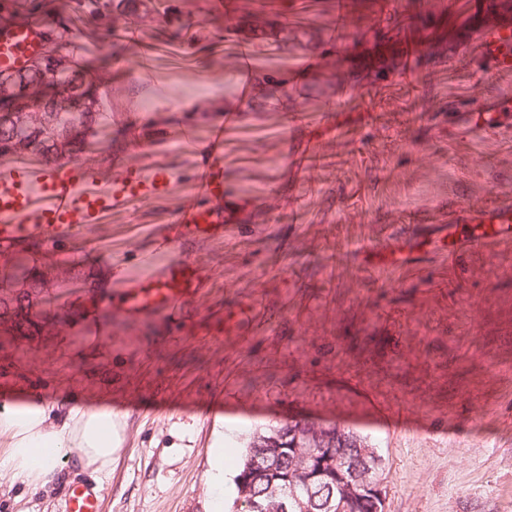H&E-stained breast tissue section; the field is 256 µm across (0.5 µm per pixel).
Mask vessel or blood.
<instances>
[{"instance_id": "vessel-or-blood-1", "label": "vessel or blood", "mask_w": 512, "mask_h": 512, "mask_svg": "<svg viewBox=\"0 0 512 512\" xmlns=\"http://www.w3.org/2000/svg\"><path fill=\"white\" fill-rule=\"evenodd\" d=\"M478 6L487 21L486 30L475 37L479 55L498 69L511 71L512 20L502 18L499 0H479ZM56 46L80 48L79 42L63 36L59 24L21 14L15 0H0V76L12 77L47 61ZM251 93V88L237 87L212 132L202 138L192 124L171 131L158 123L156 114H130L142 145L129 148L111 163L64 156L31 165L16 154L1 156L0 248L33 244L59 251L114 211L131 204L142 207L175 201L151 248H143L136 236L114 247L112 298L106 306L114 318L124 322L181 323L188 310L202 309L204 302L201 262L185 252V242L211 241L239 231L231 222L239 198L224 185V132L237 124L235 108L240 96ZM171 140L178 141L192 159L191 167L180 173L165 160L148 163L143 159L146 150ZM438 239L447 243L452 259L434 282L450 285L457 281L458 258L486 254L494 244L512 240V190L461 202L446 224L440 225ZM421 244L417 226L403 224L366 243L365 249L399 262ZM254 313L255 305L249 300L225 309L220 343L238 341ZM99 508L98 490L85 483L70 485L66 512H99Z\"/></svg>"}]
</instances>
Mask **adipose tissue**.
Returning <instances> with one entry per match:
<instances>
[{
    "instance_id": "ef3b65f1",
    "label": "adipose tissue",
    "mask_w": 512,
    "mask_h": 512,
    "mask_svg": "<svg viewBox=\"0 0 512 512\" xmlns=\"http://www.w3.org/2000/svg\"><path fill=\"white\" fill-rule=\"evenodd\" d=\"M121 421L111 408H72L40 401L0 410V466L29 487L53 477L66 449H74L85 466L111 467L120 443Z\"/></svg>"
}]
</instances>
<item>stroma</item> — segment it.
I'll return each instance as SVG.
<instances>
[{
  "instance_id": "obj_1",
  "label": "stroma",
  "mask_w": 512,
  "mask_h": 512,
  "mask_svg": "<svg viewBox=\"0 0 512 512\" xmlns=\"http://www.w3.org/2000/svg\"><path fill=\"white\" fill-rule=\"evenodd\" d=\"M170 24L142 30L139 45L106 43L94 11L59 0H19L21 12L65 20L82 43L79 69L113 76L122 97L99 88L114 112H136L145 87L120 68L135 51L154 54L159 82L198 80L218 60L223 21L196 24L208 0H174ZM309 11L290 15L302 30L320 29L344 8L355 26L349 53L313 50L307 85L289 84L299 99L311 87L304 111L337 86L372 87L377 119L364 104L329 113L324 127H292L294 155L310 149L322 157L314 191L280 175L274 113L248 118L226 137L224 178L236 189L266 187L275 178L286 194H303V223H264L257 204L233 215L243 239L187 244L220 283L205 285V315L181 332L162 322L120 323L107 310L76 317L88 305L86 289L112 285L111 267L60 258L22 245L0 256V277H21L24 295L0 289V405L31 397L65 406H107L123 421L122 448L111 467H83L66 454L53 479L27 488L0 474V512H65L66 491L76 481L94 483L101 512H210V448L224 435V464L238 470L247 448L286 421L338 425L365 438L383 458L385 512H512V241L466 263L457 287L431 288L427 271L444 264L433 237L405 263L381 265L367 254L335 271L332 251L384 233L403 214L415 223H443L446 209L464 199L512 188V125L483 133L472 101L485 112L512 103V73L484 58H459L485 23L475 0H309ZM193 32L190 63L176 53L173 29ZM411 61L432 112L404 127L396 112L405 90L392 74ZM168 207L107 217L90 239L111 257L114 242L135 235L151 246ZM241 287L226 293L225 282ZM253 297L263 331L224 346L205 335L239 296ZM38 329L22 337L18 321ZM108 325L99 343L94 325ZM139 337L131 352L125 339ZM481 358H471L473 348ZM486 415L475 422L471 403ZM403 406L404 419H380Z\"/></svg>"
}]
</instances>
